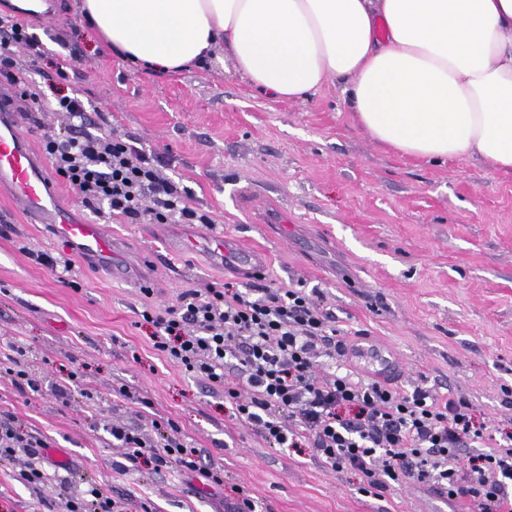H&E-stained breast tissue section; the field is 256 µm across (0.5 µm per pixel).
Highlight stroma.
<instances>
[{
  "label": "stroma",
  "mask_w": 512,
  "mask_h": 512,
  "mask_svg": "<svg viewBox=\"0 0 512 512\" xmlns=\"http://www.w3.org/2000/svg\"><path fill=\"white\" fill-rule=\"evenodd\" d=\"M49 2L52 22L29 19L45 54L25 65L28 90L80 97L91 132L163 156V176L208 218L190 232L265 247L266 279L305 288L340 329L338 363L366 376L371 364L348 348H392L404 363L393 378L400 391L462 400L490 431L512 428L511 175L475 157L432 164L382 148L332 82L306 101L279 100L225 68L220 53L190 71H133L81 21L78 0ZM59 197L121 243L133 276L113 278L0 197V361L7 345L22 346L39 383L21 392L0 373V419L45 442L0 461V512H65L92 486L127 512H229L240 488L258 512H468L412 480L367 495L358 475L327 468L313 449L268 447L223 392L154 349L142 318L185 289L233 282L245 292L252 279L213 265L203 248L172 249L167 225L89 211L65 183ZM261 198L287 210L280 234L254 223L250 202ZM43 254L69 269L46 267ZM147 254L153 264H143ZM63 369L80 374L66 403L56 393ZM132 393L151 408L137 413ZM167 419L223 469V486L125 468L112 424L151 437L153 421ZM34 463L48 475L39 487L21 476Z\"/></svg>",
  "instance_id": "obj_1"
}]
</instances>
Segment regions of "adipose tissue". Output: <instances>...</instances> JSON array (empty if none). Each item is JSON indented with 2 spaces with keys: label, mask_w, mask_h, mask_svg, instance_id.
<instances>
[{
  "label": "adipose tissue",
  "mask_w": 512,
  "mask_h": 512,
  "mask_svg": "<svg viewBox=\"0 0 512 512\" xmlns=\"http://www.w3.org/2000/svg\"><path fill=\"white\" fill-rule=\"evenodd\" d=\"M113 52L171 72L216 52L298 102L343 84L356 123L424 162L512 176V0H80Z\"/></svg>",
  "instance_id": "ef3b65f1"
}]
</instances>
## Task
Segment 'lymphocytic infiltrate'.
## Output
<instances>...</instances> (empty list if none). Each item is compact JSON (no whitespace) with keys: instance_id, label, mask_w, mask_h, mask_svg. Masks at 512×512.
<instances>
[{"instance_id":"obj_1","label":"lymphocytic infiltrate","mask_w":512,"mask_h":512,"mask_svg":"<svg viewBox=\"0 0 512 512\" xmlns=\"http://www.w3.org/2000/svg\"><path fill=\"white\" fill-rule=\"evenodd\" d=\"M15 48L34 57L43 53L24 21L0 23V49L6 52L0 76L17 84ZM56 109L69 120L67 132L45 133L43 149L82 204L107 205L131 224L195 220L184 193L160 176L159 156L135 141L91 133L78 97L58 95ZM142 316L154 328V348L222 389L234 416L254 426L269 447L314 449L327 467L356 473L376 491L411 478L448 500L469 501L477 512H512V442L460 460L461 448L486 433L467 404L348 373L315 375V358L331 356L338 331L303 289L264 284L254 297L228 288L189 289L175 305ZM111 436L128 463L147 457L158 471L194 474L210 485L224 482L223 470L204 466L200 449L176 435L152 443L116 424Z\"/></svg>"}]
</instances>
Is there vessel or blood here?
Returning a JSON list of instances; mask_svg holds the SVG:
<instances>
[{
    "instance_id": "vessel-or-blood-1",
    "label": "vessel or blood",
    "mask_w": 512,
    "mask_h": 512,
    "mask_svg": "<svg viewBox=\"0 0 512 512\" xmlns=\"http://www.w3.org/2000/svg\"><path fill=\"white\" fill-rule=\"evenodd\" d=\"M14 89L7 83L0 84V185L7 186L10 199L33 223L44 224L58 237L68 241L78 253L97 262L110 264L116 278H129L130 271L119 259L113 238L102 225L74 221L69 212L58 203V190L45 173L40 156L31 140L26 139L17 127L14 113ZM216 259L254 274L265 268L264 253L242 248L235 239L225 238L213 242ZM354 356L367 358L379 367L378 374L389 377L401 369V362L394 352H366L353 348Z\"/></svg>"
}]
</instances>
